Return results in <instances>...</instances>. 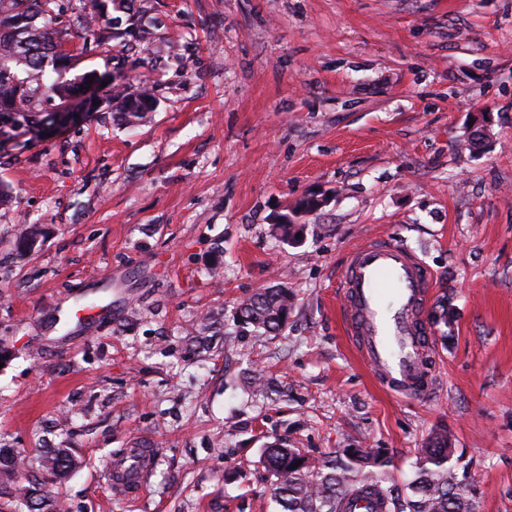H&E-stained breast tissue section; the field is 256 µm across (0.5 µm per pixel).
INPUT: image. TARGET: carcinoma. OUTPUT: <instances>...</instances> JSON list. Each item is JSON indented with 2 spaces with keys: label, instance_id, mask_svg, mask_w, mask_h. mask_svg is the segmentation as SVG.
<instances>
[{
  "label": "carcinoma",
  "instance_id": "obj_1",
  "mask_svg": "<svg viewBox=\"0 0 512 512\" xmlns=\"http://www.w3.org/2000/svg\"><path fill=\"white\" fill-rule=\"evenodd\" d=\"M0 0V27L16 22V35L0 33V102L16 111L0 112V121L35 122L39 110L59 94L54 49L72 41L74 30L89 21L99 24L97 41L122 40L123 19L135 0H107L108 10L97 12L99 0ZM147 0L135 10L141 42L152 39L144 22ZM292 295L286 288H260L243 299L237 317L243 327L260 334L278 333L288 324ZM448 435L437 434L422 449L407 492L387 484L383 470L389 460L380 449L347 448L343 456L316 465L298 448L276 442L265 449V467L273 477L272 496L278 512H353L360 500L373 504L372 512H473L469 498L459 493L451 465ZM296 468H291L295 462ZM74 465L65 449L42 459L53 479ZM14 462L0 465V512H56V500L36 485H14Z\"/></svg>",
  "mask_w": 512,
  "mask_h": 512
}]
</instances>
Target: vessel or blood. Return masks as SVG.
Wrapping results in <instances>:
<instances>
[{"label":"vessel or blood","mask_w":512,"mask_h":512,"mask_svg":"<svg viewBox=\"0 0 512 512\" xmlns=\"http://www.w3.org/2000/svg\"><path fill=\"white\" fill-rule=\"evenodd\" d=\"M432 284L415 253L382 235L348 250L337 283L346 335L378 385L400 397H426L436 385L437 355L425 316ZM153 457L152 449H134L108 467L107 483L120 491L144 486Z\"/></svg>","instance_id":"obj_1"}]
</instances>
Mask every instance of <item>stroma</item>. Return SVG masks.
I'll use <instances>...</instances> for the list:
<instances>
[{
  "mask_svg": "<svg viewBox=\"0 0 512 512\" xmlns=\"http://www.w3.org/2000/svg\"><path fill=\"white\" fill-rule=\"evenodd\" d=\"M148 4L151 45L87 29L74 73L127 56L130 88L159 97L149 123L121 124L105 86L80 120L0 146V448L27 480L67 449L77 468L47 487L64 512H275V439L384 449L401 490L445 430L475 512H512V0ZM308 194L326 205L282 240L272 216ZM376 234L432 271L423 399L382 390L342 331L346 251ZM268 286L294 303L261 336L236 308ZM136 443L156 451L147 484L114 494L104 474Z\"/></svg>",
  "mask_w": 512,
  "mask_h": 512,
  "instance_id": "stroma-1",
  "label": "stroma"
}]
</instances>
